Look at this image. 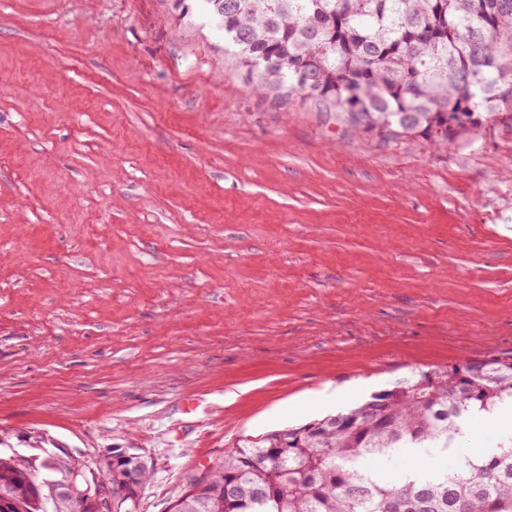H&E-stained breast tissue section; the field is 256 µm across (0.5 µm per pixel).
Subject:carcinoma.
Wrapping results in <instances>:
<instances>
[{"instance_id":"obj_1","label":"carcinoma","mask_w":512,"mask_h":512,"mask_svg":"<svg viewBox=\"0 0 512 512\" xmlns=\"http://www.w3.org/2000/svg\"><path fill=\"white\" fill-rule=\"evenodd\" d=\"M196 2L263 99L284 106L299 95L354 134L441 149L512 115V0ZM395 387L384 423L363 401L238 441L188 479L168 512H512V435L480 456L457 443L467 421L512 405V356L414 369ZM45 443L0 460V512H138L144 456H74L73 493L60 496ZM406 448H436L453 462L416 479L365 464Z\"/></svg>"}]
</instances>
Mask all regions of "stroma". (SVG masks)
Listing matches in <instances>:
<instances>
[{
  "label": "stroma",
  "instance_id": "stroma-1",
  "mask_svg": "<svg viewBox=\"0 0 512 512\" xmlns=\"http://www.w3.org/2000/svg\"><path fill=\"white\" fill-rule=\"evenodd\" d=\"M502 353L512 120L358 137L259 99L200 8L0 0L10 450L137 449L140 512H167L239 438Z\"/></svg>",
  "mask_w": 512,
  "mask_h": 512
}]
</instances>
